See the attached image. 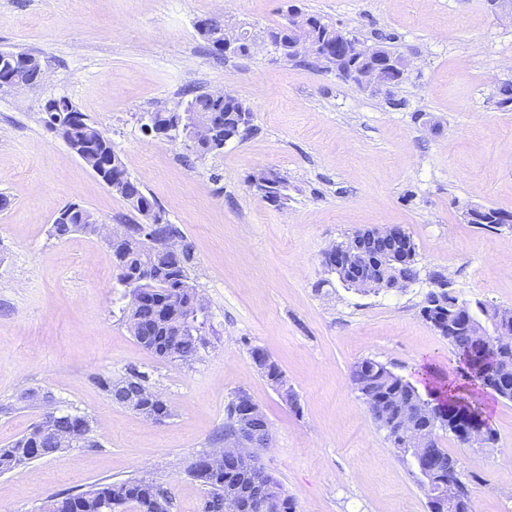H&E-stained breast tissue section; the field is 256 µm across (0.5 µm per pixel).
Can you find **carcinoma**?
I'll return each instance as SVG.
<instances>
[{
	"label": "carcinoma",
	"mask_w": 512,
	"mask_h": 512,
	"mask_svg": "<svg viewBox=\"0 0 512 512\" xmlns=\"http://www.w3.org/2000/svg\"><path fill=\"white\" fill-rule=\"evenodd\" d=\"M302 16L312 22L316 38L326 41L336 39V27L309 13L304 12ZM264 35L283 57L303 65L312 64L309 59L288 51L291 36L285 26L270 27L264 31ZM50 109L55 116L79 113L64 96L53 98ZM186 109L219 122L220 130L213 143L207 148L195 149L202 156L218 154L224 149V132L233 133L238 138L247 131V127L242 124V114L249 111V108L243 102L236 98H216L208 94L193 96L180 109L149 112L147 120L150 126L166 132L178 131L186 126ZM60 137L95 164L112 161L114 149L111 140L84 113L81 114V119L64 126ZM112 179L116 180L112 191L125 201L134 214L128 225L133 229L139 228L156 207L154 199L124 169L112 173ZM251 182L269 202L279 205L287 200L284 193L286 179L261 171L251 176ZM89 216L90 211L84 208L74 212L67 220H55L50 228L51 235L62 238L74 233L90 234L91 224L87 222ZM166 232L181 241L180 255L147 254L134 240L125 239L112 245V263L120 285L127 288V280L140 281L136 289L130 291L127 307V323L135 327V340L161 359L171 361L172 354L177 353L179 360L185 362L193 359L201 345L202 326L197 324L193 310H173L163 322L158 321L157 313L171 305L170 298L175 291L195 289L190 278L194 249L178 225L166 223ZM357 236L366 249L379 253L381 257L386 256L389 243L376 230L362 229L357 231ZM406 245L403 272L405 278L412 282L417 276L414 267L415 244L408 238ZM422 309L429 311L424 320L433 321L438 327L448 325L450 320L456 323L453 335L448 337V345L458 357L462 375L473 389L478 392L489 390L502 399L512 401V348L497 349L493 345L479 343L466 325L468 319L496 318L498 307L478 300L472 303L440 288L426 294ZM351 382L367 404L373 419L386 430L394 447L405 455L408 450L400 447L401 439L398 434L403 408L409 406L423 414L427 407L439 406L441 400L445 399L443 395L430 400L423 398L413 383L372 359H363L353 366ZM424 452L429 468L444 480L442 495L428 500L430 512H473L458 460L439 446L437 435L429 437L424 444ZM264 483L279 487L258 461L226 459L224 469L210 474L202 481L209 488L202 512H260L258 491ZM450 484L458 488V495L452 503L448 502ZM151 487L152 484L145 480L105 483L86 492L67 494L65 498L72 503L71 512H100V504L104 498L127 492L129 502L136 505L138 512H153L149 502Z\"/></svg>",
	"instance_id": "cac0c4a2"
}]
</instances>
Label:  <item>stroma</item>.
I'll list each match as a JSON object with an SVG mask.
<instances>
[{"instance_id": "35a3bbf8", "label": "stroma", "mask_w": 512, "mask_h": 512, "mask_svg": "<svg viewBox=\"0 0 512 512\" xmlns=\"http://www.w3.org/2000/svg\"><path fill=\"white\" fill-rule=\"evenodd\" d=\"M361 43L390 39L413 70L391 95L273 46L221 56L196 31L206 17L261 33L288 2ZM0 51L38 59L44 81L0 87V448L46 407L87 417L85 443L0 472V512H44L47 501L101 483L144 479L171 512H201L189 474L224 445L228 404L246 392L272 432L264 470L295 512H429L417 471L354 388L373 359L416 380L430 362L457 377L448 342L420 315L446 281L461 298L512 311V228L467 223L466 209L512 212V6L491 0H0ZM230 89L252 112L248 132L200 156L181 133L145 132L141 118L188 94ZM52 96L67 97L111 140L194 245L203 344L166 361L132 336L112 255L97 236L51 235L69 203L110 224L131 213L46 128ZM397 106H390V99ZM285 177L288 201H266L250 176ZM402 227L416 248L407 288L345 287L323 263L359 229ZM263 349L293 390L286 404L254 364ZM169 404L152 421L112 402L103 381L131 371ZM489 447L442 432L474 512H512V402L481 393Z\"/></svg>"}]
</instances>
